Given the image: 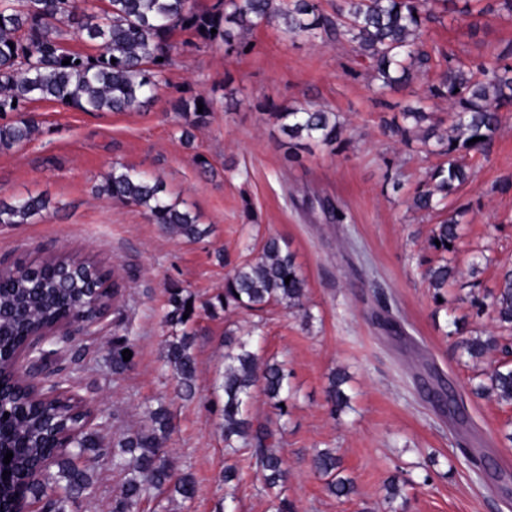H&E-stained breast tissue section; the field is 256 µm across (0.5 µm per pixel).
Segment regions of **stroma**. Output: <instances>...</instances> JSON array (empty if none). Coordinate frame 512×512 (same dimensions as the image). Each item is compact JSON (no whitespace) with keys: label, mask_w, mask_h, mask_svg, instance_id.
<instances>
[{"label":"stroma","mask_w":512,"mask_h":512,"mask_svg":"<svg viewBox=\"0 0 512 512\" xmlns=\"http://www.w3.org/2000/svg\"><path fill=\"white\" fill-rule=\"evenodd\" d=\"M175 31L168 82L156 99L129 112H83L55 101L27 106L40 123L32 141L0 151V198L43 196L45 217L0 225V265L40 262L54 256L94 257L120 287L118 311L109 312L92 335L65 345L59 370L45 384L66 382L105 421L102 434L143 427L147 408L165 405L172 432L168 462L190 471L197 484L191 503L160 495L139 512H269L263 478L246 453L234 460L245 470L225 483L227 459L222 422L224 331L259 330V356L285 363L292 397L279 449L288 477L284 493L297 512H507L498 475L512 474V405L476 397L473 380L497 365L492 353L475 363L462 356L451 335V315L466 318V333L496 332L490 318L471 315V296H490L501 268L512 267V111L503 113L488 158L471 161L472 180L449 196V208L466 210L463 245L452 260L458 275L446 302L433 299L424 270L439 258L429 247L438 214L409 210L408 199L437 155L416 154L384 132L394 116L390 103L423 95L437 70L411 86L379 95L365 62L343 40L290 38L275 24L251 31L244 47L225 50L192 45ZM427 48L479 60L512 45V13L475 18L441 14L428 23ZM204 94L216 102L208 125L191 144L180 139L179 98ZM322 108L347 128L339 152L321 146L286 161L283 138L270 106ZM214 168L199 172V160ZM125 165L161 179L169 201L210 226L196 242L164 232L141 208L99 196L97 186L112 166ZM397 174L398 185L385 181ZM344 206L348 221L333 223L322 200ZM287 243L304 272L313 319L303 325L280 305L255 314L210 310L224 279L244 257L248 238ZM179 285L197 307L196 393L176 397L164 346L172 329L164 321L167 290ZM392 297L406 336L390 337L378 325V294ZM131 337V367L113 374L112 339ZM345 371L350 406L332 413L326 389L333 372ZM445 377L464 399L456 422L420 392L429 371ZM485 457L474 475L462 448ZM335 449L357 492L331 495L311 468L315 450ZM98 477L94 498L71 512H112L122 477L109 457L91 460ZM404 471L416 485L387 503L385 482Z\"/></svg>","instance_id":"35a3bbf8"}]
</instances>
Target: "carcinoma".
I'll return each instance as SVG.
<instances>
[{
    "label": "carcinoma",
    "instance_id": "obj_1",
    "mask_svg": "<svg viewBox=\"0 0 512 512\" xmlns=\"http://www.w3.org/2000/svg\"><path fill=\"white\" fill-rule=\"evenodd\" d=\"M345 6L326 12L320 0H216L212 8L196 9L192 0H0V115L14 112L17 118L0 124V151L29 142L37 131L36 116L24 111L33 101L51 100L84 112H126L154 98L172 64L171 34L180 29L192 33L206 46L238 48L244 37L262 24L277 19L290 37L319 34L344 37L366 62L381 94L402 88L433 68L440 70L438 81L419 99V106L405 107L403 123L386 124L391 134L426 154L444 161L432 170L410 198V208L430 213L447 207L448 197L468 183L471 173L466 159L487 156L499 131L502 110L512 108V51L503 50L479 61H465L452 53L433 55L422 40L427 23L437 19L435 6L454 0H344ZM217 33H211V29ZM97 44L99 53L84 56L69 50L65 36ZM70 59V64L62 61ZM448 103L450 124L445 129L432 121L433 113L424 104ZM203 104L198 112L197 103ZM183 119L182 134L208 125L214 101L196 94L177 104ZM287 141L286 158L314 142L331 151L346 141L345 126L336 114L322 109L271 107ZM479 141L470 143L473 138ZM99 194L113 201L144 209L166 231L187 240H200L210 233L196 216L181 210L167 199L164 184L125 166H114L104 177ZM49 209L44 197H28L7 203L0 199V224H27L43 217ZM466 210L456 208L434 230L440 241L434 249L455 253L460 246V224ZM457 270L452 260L425 270L434 297L454 280ZM290 282H285V278ZM308 284L288 248L274 237L264 240L256 254L238 263L224 280V291L206 303L224 311H262L282 305L302 315ZM119 295L117 283H109V273L96 261L58 256L36 265L17 266L4 271L0 284V404L9 410L0 420V446L13 452L10 468L13 479L0 484V501L18 508L31 500H46L49 512H69L81 499L97 490L94 470L82 463L88 456L106 454L98 429L85 426L86 420L64 403L65 394L46 401L34 394L33 384L21 374L14 359L28 346L29 333L59 324L79 310L87 321L107 313ZM191 309H186V305ZM470 307L476 315H488L499 327L512 329V270L502 273L490 302L475 296ZM197 316L190 294L176 284L168 288L166 323L175 336L165 344V362L178 393L195 394L196 361L192 354L193 334L188 325ZM227 336L224 353L223 422L227 448H244L250 465L261 472L268 490L284 485V460L276 450V431L268 425H254L249 400L255 388L262 389L276 415H288L290 372L283 363L260 360L249 340ZM459 348L478 361L499 351L508 356L512 346L502 337L470 336ZM135 351L128 336L112 337V372L127 370L132 361L122 352ZM345 378L334 376L327 396L336 410L347 405ZM478 397H494L512 405V362L504 361L485 374L473 389ZM172 427L170 411L158 408L147 412V423L139 431L112 440V470L124 475L120 492L112 500V512H138L141 501L153 492H170L185 502L196 493V481L189 471L175 470L163 447ZM53 457L55 471L49 480L57 492L46 497L42 481L23 480L32 460L40 455ZM315 472L325 480L336 497L355 493L351 478L342 475V463L330 450H319L312 458ZM414 481L398 472L387 480V499L394 501Z\"/></svg>",
    "mask_w": 512,
    "mask_h": 512
}]
</instances>
